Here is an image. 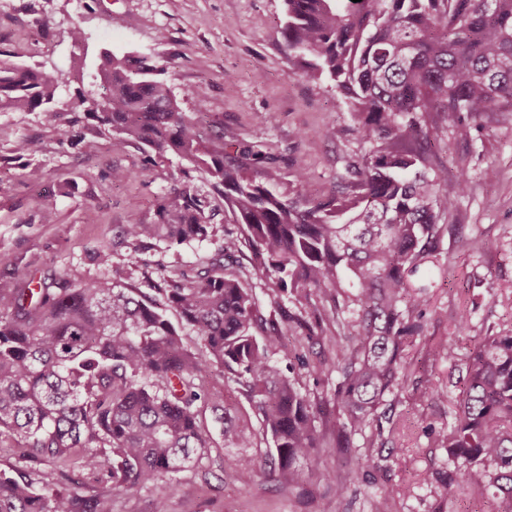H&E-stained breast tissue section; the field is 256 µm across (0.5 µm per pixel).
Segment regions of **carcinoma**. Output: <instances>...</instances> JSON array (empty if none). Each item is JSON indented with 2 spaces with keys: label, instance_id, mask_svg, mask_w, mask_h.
<instances>
[{
  "label": "carcinoma",
  "instance_id": "1",
  "mask_svg": "<svg viewBox=\"0 0 512 512\" xmlns=\"http://www.w3.org/2000/svg\"><path fill=\"white\" fill-rule=\"evenodd\" d=\"M288 60L327 77L350 106L366 146L349 166L346 190L313 202L275 193L249 167L250 151L226 160L209 148L198 120L185 115L165 68L129 53L105 51L96 89L74 109L159 157L203 170L224 195L237 232L224 236L220 261L198 280L169 281L147 296L119 282L74 288L64 278L22 279L0 298V443L17 463L0 469V512H109L112 495L149 489L154 512L178 473L198 468L212 448L202 417L223 425L224 447L250 448V436L224 407V392L198 383L211 371L232 381L260 422L271 479L298 475L320 447L319 407L271 360L276 335L302 331L307 341L348 303L356 329L336 342L321 372L338 376L336 445L374 421H394L385 397L403 389V351L424 335V290L411 282L440 254V215L468 188L450 190L429 148L442 113L459 122L512 105V0H285ZM60 77L0 59V112H35L54 101ZM205 202L188 185L162 200L155 224H128L132 259L148 264L154 241H203ZM247 250L248 278L294 312L266 316L253 288L226 261ZM173 311L178 323L168 318ZM205 353L186 349L180 332ZM449 434L448 469L426 472L446 492L461 480L492 490L491 512H512V335L475 341ZM347 476L366 463L344 458ZM74 469L102 486L86 497L62 481Z\"/></svg>",
  "mask_w": 512,
  "mask_h": 512
}]
</instances>
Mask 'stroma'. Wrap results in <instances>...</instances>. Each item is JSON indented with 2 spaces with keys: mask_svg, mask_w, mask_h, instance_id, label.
<instances>
[{
  "mask_svg": "<svg viewBox=\"0 0 512 512\" xmlns=\"http://www.w3.org/2000/svg\"><path fill=\"white\" fill-rule=\"evenodd\" d=\"M284 13V0H0V51L65 77L48 110L0 112V285L22 287L17 274L27 271L76 288L118 279L149 294L173 272L206 270L232 229L205 173L172 156L149 161L142 146L72 110L80 89L67 78L76 24L86 33L85 78H93L105 50L152 56L165 66L183 112L200 117L210 144L252 149L282 195H292L299 168L306 200L342 190L348 164L365 147L329 82L288 64ZM434 148L448 174L465 173L468 190L439 220L441 271L428 285L424 335L406 349L408 377L397 397L404 427L374 424L354 438L351 451L367 463L368 478L337 494L335 481L345 475L336 446L337 379L299 366L292 373L298 388L321 408L317 459L292 483L268 479L250 448L237 449L238 465L226 468L221 427L211 424L210 462L177 476L166 512H379L384 486L402 489L391 512H446L444 489L419 478L448 465L439 436L458 413L454 379L475 337L512 332V308L488 296L493 286L512 293V108L465 123L439 118ZM116 170L125 172L123 181L113 180ZM185 184L203 197L212 237L157 243L148 265H132L120 242L124 225L156 223L162 198ZM474 237L483 248L469 247ZM464 308L468 321L460 326ZM451 336L458 339L454 357L435 355L432 342ZM393 448L398 458L389 457Z\"/></svg>",
  "mask_w": 512,
  "mask_h": 512,
  "instance_id": "35a3bbf8",
  "label": "stroma"
}]
</instances>
